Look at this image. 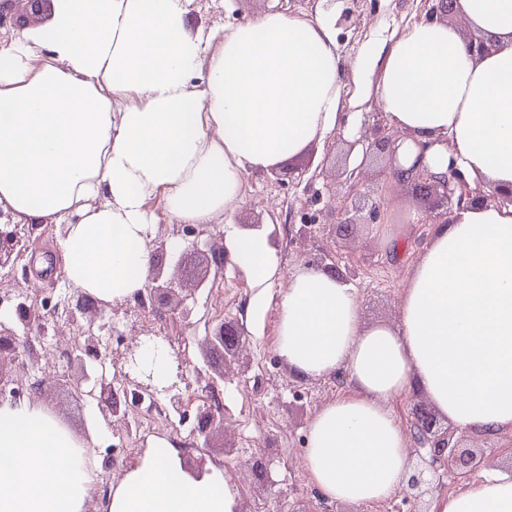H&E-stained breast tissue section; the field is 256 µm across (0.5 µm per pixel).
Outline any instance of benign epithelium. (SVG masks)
<instances>
[{
    "instance_id": "7a95c632",
    "label": "benign epithelium",
    "mask_w": 512,
    "mask_h": 512,
    "mask_svg": "<svg viewBox=\"0 0 512 512\" xmlns=\"http://www.w3.org/2000/svg\"><path fill=\"white\" fill-rule=\"evenodd\" d=\"M409 183L413 185L416 199L424 201L434 196L437 199V206L446 212L470 199V187L454 168L449 170L448 175L440 177H432L420 172L409 180ZM352 210L366 212L371 222L378 219L376 205H370L356 198L344 200L338 208V223H352L349 217ZM15 248V234L0 229V269L10 264ZM14 298L16 319L28 336L33 332L36 311L27 304L26 290H18ZM80 315L85 318L86 323L79 322ZM102 320L104 315L101 305L84 294L80 295L76 311L70 316L73 336L68 341L66 349L69 363L80 366V372L75 377L77 397L81 400L97 401L104 415L118 418L124 417L127 413L129 401L136 402L143 395H149L156 401L163 398L174 410L181 411L182 397L179 386L175 382L168 386L155 384L152 369L141 359L139 343L123 356L129 371L123 373L122 390H116L113 383L108 381L107 354L102 352V336L98 335V332L106 327ZM245 342V331L237 324L217 321L208 327L206 345L213 349H224L226 358L238 356ZM20 346V336L13 327L0 322L1 393L5 392L7 385L16 383L14 379H5L3 366L15 362ZM201 419L203 424L200 433L204 435L212 430L224 428V417L221 412L206 408L201 412ZM409 431L415 444L427 449L428 456L423 458L421 465L408 474L406 484L402 487V495L406 501L421 497L429 486L436 482L439 475L461 484L484 463V449L463 448L466 435L453 427H441L433 407L425 401H419L413 405Z\"/></svg>"
}]
</instances>
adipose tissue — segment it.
Wrapping results in <instances>:
<instances>
[{
	"label": "adipose tissue",
	"instance_id": "obj_1",
	"mask_svg": "<svg viewBox=\"0 0 512 512\" xmlns=\"http://www.w3.org/2000/svg\"><path fill=\"white\" fill-rule=\"evenodd\" d=\"M190 3L52 0L49 21L0 40V208L64 225L68 281L123 302L148 280L159 216L222 224L246 174L356 131L344 98L356 82L402 133L395 175L455 168L477 198L434 226L396 326L365 327L357 289L332 272L290 274L278 356L298 378L348 380L311 420L303 464L328 501L389 499L408 474L394 404L415 395L462 431H512V206L483 198L512 185V0H455L488 54L469 53L455 25L421 20L348 59L323 18L267 11L194 31ZM223 226L230 263L271 287L281 267L265 230ZM97 473L57 417L0 401V512H86ZM107 512H238V501L222 466L188 470L163 441L111 488ZM430 512H512V474L488 473Z\"/></svg>",
	"mask_w": 512,
	"mask_h": 512
}]
</instances>
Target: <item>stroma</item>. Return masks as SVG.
Returning <instances> with one entry per match:
<instances>
[{"label": "stroma", "mask_w": 512, "mask_h": 512, "mask_svg": "<svg viewBox=\"0 0 512 512\" xmlns=\"http://www.w3.org/2000/svg\"><path fill=\"white\" fill-rule=\"evenodd\" d=\"M437 0H355V27L337 28L336 44L342 57L354 55L367 42L387 38L406 24L430 17ZM314 0H192L191 29L231 27L268 10L284 11L304 19L317 17ZM351 139L340 132L322 142H313L301 155L282 162L276 172L246 177V192L222 224L276 226L277 253L283 273L312 266L318 259H333L339 267L356 270L352 284L361 298L366 324L397 325L399 299L431 227L421 223L424 211L434 209V200L416 201L410 184L392 181L387 152L372 149L362 165L355 186L359 195L378 204L380 217L374 224H351L340 228L335 210L348 194L339 173L351 158ZM316 216L311 229L301 227L303 214ZM222 225L206 227L199 239L186 237V227L160 220L156 232L183 242L177 252L152 259V269L165 282L182 283L206 278L205 288L190 297V320L174 314L171 298H156L148 307L136 301L111 305L106 317L111 329L102 333L108 354H119L127 344L150 336H166L177 352L171 365L184 375L183 391H199L198 374H216L224 366L214 356L202 366L199 345L209 321L242 324L248 334L245 376L227 375L219 390L224 428L212 432L207 447L195 445L199 403L182 414L171 413L167 421L146 426V413L130 407L126 421L108 424L98 403L76 398L70 383L77 375L61 358L63 336L69 335L65 311L76 304L78 288L65 276L63 261L55 250L62 228L49 224L36 228L17 245L14 265L0 271V314L12 315L11 297L17 289H28L29 302L39 315L58 309L49 322L47 338L33 352H21L19 363L8 369L10 378L36 374L44 382L33 403L55 415L80 438L95 435L94 455L100 464L99 488L88 512H106L112 472L133 465L159 441L182 450L188 468L223 465L239 492L241 512H407L400 497L382 503L354 506L330 503L310 483L302 459L306 435L314 415L347 389L345 380L333 377L300 380L278 357L275 347L276 305L282 284L267 291L251 287L245 272L225 265L215 269L208 261L210 246H223ZM389 233L401 241L400 252H391L381 240ZM269 463L267 479L253 468L256 459Z\"/></svg>", "instance_id": "obj_1"}]
</instances>
